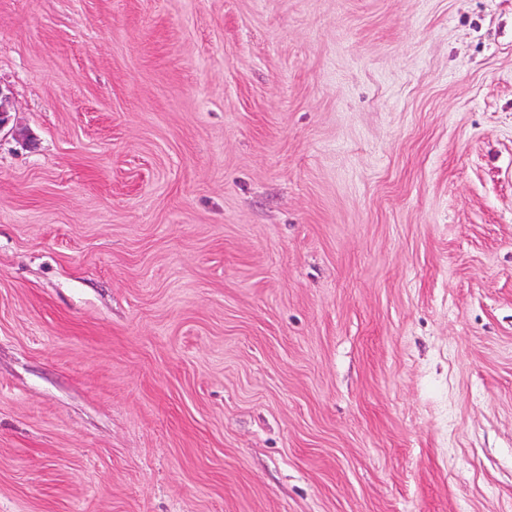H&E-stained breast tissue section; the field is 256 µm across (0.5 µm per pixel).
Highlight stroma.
<instances>
[{
  "label": "stroma",
  "instance_id": "1",
  "mask_svg": "<svg viewBox=\"0 0 512 512\" xmlns=\"http://www.w3.org/2000/svg\"><path fill=\"white\" fill-rule=\"evenodd\" d=\"M0 512H512V0H0Z\"/></svg>",
  "mask_w": 512,
  "mask_h": 512
}]
</instances>
